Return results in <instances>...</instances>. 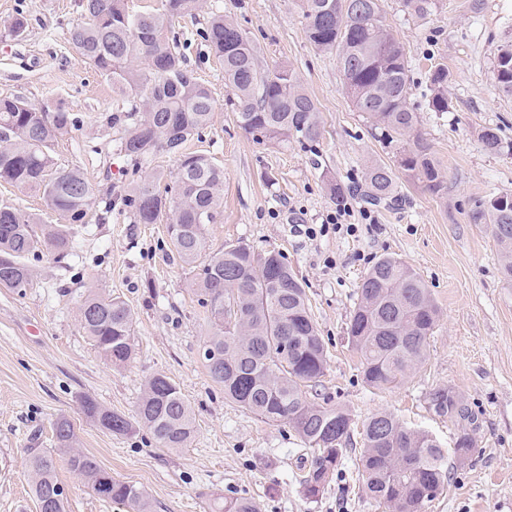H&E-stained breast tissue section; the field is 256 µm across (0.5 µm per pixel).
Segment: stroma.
<instances>
[{
	"instance_id": "35a3bbf8",
	"label": "stroma",
	"mask_w": 512,
	"mask_h": 512,
	"mask_svg": "<svg viewBox=\"0 0 512 512\" xmlns=\"http://www.w3.org/2000/svg\"><path fill=\"white\" fill-rule=\"evenodd\" d=\"M381 8L407 52L411 101L448 174V196L402 180L398 204L368 221L364 203L347 194L350 221L358 226L352 235L320 230L336 209L327 183L360 180L371 161L393 164V150L355 111L336 56L309 42L296 0H203L195 16L174 18L169 27L216 101L211 124L188 143L224 168V213L207 225L205 251L243 242L285 255L329 354L324 376L307 396L345 407L356 427L343 476L313 499L300 485L311 450L294 428L225 399L210 379L202 361L208 325L190 289L195 269L170 252L165 224L133 223L119 200L126 163L115 152L109 118L120 96L68 42L72 25L86 19L82 0H0V97L60 103L82 117L58 141L54 158L114 197L111 210L93 205L72 255L28 258L35 277L26 292L0 288V512H37L27 461L33 451L54 448L53 423L63 414L76 423L80 449L114 478L141 487L151 512H212L227 497L251 498L261 512H387L361 488L346 487L362 446L359 429L387 411L452 450L457 426L432 403L441 389L463 397L475 450L465 464L449 461L448 489L425 512H512V282L501 275L489 229L468 219L476 200L512 194V96L500 93L493 79L499 50L512 43V0H437L425 19L405 13L401 0H381ZM216 9L259 45L267 64L296 70L321 115L314 149L259 143L240 128L234 92L203 37ZM19 14L28 27L16 38L8 24ZM440 62L448 66L453 102L444 114L426 102L427 72ZM485 127L499 129L507 150H484L478 132ZM2 203L42 226L61 221L40 192L26 187L0 183ZM387 254L420 274L441 318L418 369L398 386L374 389L361 380L346 327L365 273ZM92 289L121 297L134 312L135 349L123 366L104 360L80 327L79 307ZM157 372L192 406L196 431L187 447H158L142 427L110 434L81 414L80 401L88 397L134 417L145 381ZM56 476L66 512H127L94 495L65 456L57 458Z\"/></svg>"
}]
</instances>
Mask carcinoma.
<instances>
[{"label":"carcinoma","mask_w":512,"mask_h":512,"mask_svg":"<svg viewBox=\"0 0 512 512\" xmlns=\"http://www.w3.org/2000/svg\"><path fill=\"white\" fill-rule=\"evenodd\" d=\"M401 2L404 12L421 19L435 7V0ZM83 7L90 19L70 28L69 42L123 95L119 114L111 117L112 126L120 128L116 151L134 176L160 151L178 160L171 190L161 193L134 180L124 188L123 205L136 224L167 220L172 251L184 265L199 269L193 293L210 327L204 348L216 352L214 358L202 356L204 367L224 387V397L266 422L286 421L295 429L312 449L301 485L316 498L339 473L352 420L344 408L315 403L303 391L305 384L319 381L328 363L305 288L275 250L259 252L237 242L203 257L206 226L216 223L224 207V169L213 157L188 151L187 143L209 126L215 99L187 69L178 42L167 37L170 19L197 12L200 0H165L161 13L134 15L127 0H83ZM300 14L309 41L336 54L355 110L373 122L385 142L397 143V168L378 162L366 165L361 196L373 206L391 204L401 175L435 196L446 194L445 172L417 129L409 61L385 24L380 0H300ZM204 38L234 91L238 123L245 133L276 145L295 140L306 148L319 142V109L292 67L263 64L256 43L219 10L210 12ZM493 74L497 89L512 96V45L500 49ZM427 81L430 111H449L448 66H433ZM80 122L61 104L0 99V182L41 192L47 205L65 219L39 233L18 208L0 205L1 288L22 292L32 284L26 257L47 253L61 259L75 246L74 225L84 223L95 203V188L81 170L59 168L53 151ZM479 138L490 153L504 148L493 128L482 129ZM469 221L488 227L500 248L502 272L511 283L512 195L475 201ZM439 319V309L417 273L398 257H380L362 279L346 327L349 342L360 354L363 381L378 389L401 384L425 360ZM79 323L112 365L122 366L132 358L134 313L121 297L89 291ZM434 402L438 413L451 420L469 419L464 400L453 391H437ZM80 411L111 434L126 435L137 423L166 449L186 447L195 432L190 403L162 373L147 380L134 423L89 398L81 400ZM336 424L343 432L327 437L325 429ZM53 434L56 448L29 459L36 504L54 496L52 512H65L55 460V455L65 454L70 469L99 498L130 512H150L143 490L113 478L94 456L76 447L71 418L58 417ZM473 447L470 430L460 427L455 457ZM357 470L365 493L388 512H423L449 481L448 460L428 432L407 428L388 412L363 425ZM218 512L260 510L254 500L236 497L224 500Z\"/></svg>","instance_id":"1"}]
</instances>
